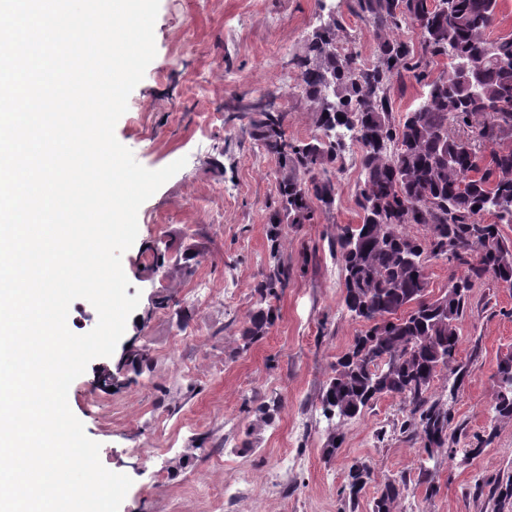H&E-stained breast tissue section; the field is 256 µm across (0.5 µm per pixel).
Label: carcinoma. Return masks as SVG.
Returning a JSON list of instances; mask_svg holds the SVG:
<instances>
[{
  "label": "carcinoma",
  "instance_id": "1",
  "mask_svg": "<svg viewBox=\"0 0 512 512\" xmlns=\"http://www.w3.org/2000/svg\"><path fill=\"white\" fill-rule=\"evenodd\" d=\"M353 2L373 32L370 59L346 47L350 34L336 19L294 56L300 98L316 132L288 136L279 91L249 106V138L279 169L267 217L270 261L240 335L246 349L273 325L272 301L289 280L279 238L285 226L310 224L317 209L334 205L345 150L336 133L351 134L358 145L360 223L336 226L331 245L343 264L345 307L365 329L336 359L323 387L324 412L339 419L324 450L334 453L345 422L385 395L402 402L400 430L432 460L439 450L457 452L448 447V408L433 391L438 358L448 357L447 371L457 369V326L470 290L488 275L512 284V242L501 233L512 225V32L491 37L499 12L488 0H440L433 8L428 0ZM404 27L416 40L400 38ZM450 35L457 59L442 68ZM460 60L478 71L475 95L457 70ZM411 80L425 93L395 122L390 90ZM414 226L422 227V238L410 233ZM442 257L462 267L443 290L444 319L425 292L428 263ZM494 409L512 419V366L503 362ZM275 411L263 403L246 409L259 426L273 423ZM348 478L346 497L355 508L371 474L356 461ZM406 491L404 476L379 484L372 512H393Z\"/></svg>",
  "mask_w": 512,
  "mask_h": 512
}]
</instances>
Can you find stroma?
<instances>
[{
	"label": "stroma",
	"mask_w": 512,
	"mask_h": 512,
	"mask_svg": "<svg viewBox=\"0 0 512 512\" xmlns=\"http://www.w3.org/2000/svg\"><path fill=\"white\" fill-rule=\"evenodd\" d=\"M351 7V0H160L156 56L115 135L148 169L187 163L139 209L122 266L127 293L140 303L123 337L68 392L103 466L132 480L120 512H208L204 490L218 485L223 512H346L342 490L356 461L374 477L356 512H372L378 482L401 475L408 494L394 512H497L490 488L512 483V420L493 409L497 364L512 354V288L491 277L472 289L459 324L463 376L435 382L457 453L437 470L434 495L417 482L423 455L400 429L396 398L381 397L347 421L335 455L323 451L332 423L322 389L364 328L344 305V271L330 246L336 225L358 221L360 170L352 160L334 207L283 232L290 282L274 325L248 347L239 336L268 261L276 162L252 148L237 107L288 88L298 73L292 56L329 14L341 16L370 55L372 33ZM161 294L172 296L169 308L154 307ZM181 332L195 340L173 348ZM130 348L146 350L147 365L126 362ZM252 399L277 401L280 410L250 434L244 403ZM475 446L479 454L469 455ZM285 457L287 472L271 481Z\"/></svg>",
	"instance_id": "35a3bbf8"
}]
</instances>
